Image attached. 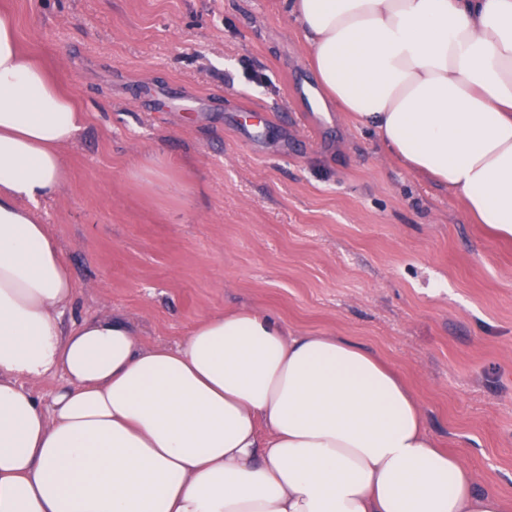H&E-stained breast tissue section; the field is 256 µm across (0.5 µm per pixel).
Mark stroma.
<instances>
[{
	"label": "stroma",
	"mask_w": 512,
	"mask_h": 512,
	"mask_svg": "<svg viewBox=\"0 0 512 512\" xmlns=\"http://www.w3.org/2000/svg\"><path fill=\"white\" fill-rule=\"evenodd\" d=\"M87 119L39 213L74 282L65 326L146 346L242 308L346 336L417 397L440 447L512 501V240L317 112L280 0H0Z\"/></svg>",
	"instance_id": "stroma-1"
}]
</instances>
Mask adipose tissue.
<instances>
[{"instance_id": "adipose-tissue-1", "label": "adipose tissue", "mask_w": 512, "mask_h": 512, "mask_svg": "<svg viewBox=\"0 0 512 512\" xmlns=\"http://www.w3.org/2000/svg\"><path fill=\"white\" fill-rule=\"evenodd\" d=\"M319 109L353 113L412 171L512 238V0H281ZM85 114L0 15V512H505L436 448L375 352L265 311L146 347L74 296L37 213ZM51 408L24 386L55 371Z\"/></svg>"}]
</instances>
